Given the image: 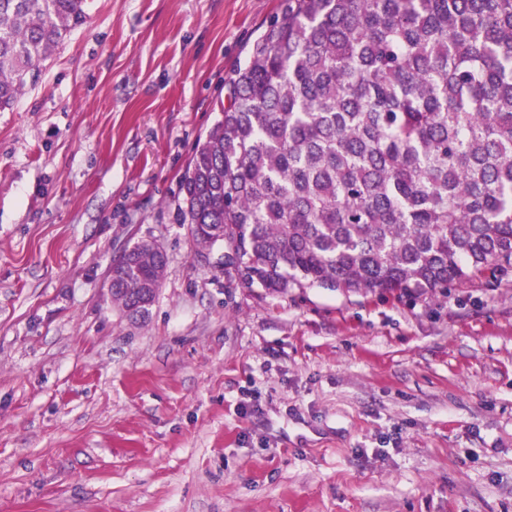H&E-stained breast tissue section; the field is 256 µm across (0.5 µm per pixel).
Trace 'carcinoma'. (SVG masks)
<instances>
[{"label": "carcinoma", "instance_id": "cac0c4a2", "mask_svg": "<svg viewBox=\"0 0 512 512\" xmlns=\"http://www.w3.org/2000/svg\"><path fill=\"white\" fill-rule=\"evenodd\" d=\"M86 0H0V112ZM198 252L242 286L410 296L512 268V0H285L179 183ZM167 256L112 276L145 323Z\"/></svg>", "mask_w": 512, "mask_h": 512}]
</instances>
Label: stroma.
<instances>
[{
    "label": "stroma",
    "instance_id": "35a3bbf8",
    "mask_svg": "<svg viewBox=\"0 0 512 512\" xmlns=\"http://www.w3.org/2000/svg\"><path fill=\"white\" fill-rule=\"evenodd\" d=\"M283 0H88L0 112V512H512V270L271 294L178 186ZM168 256L147 322L113 255Z\"/></svg>",
    "mask_w": 512,
    "mask_h": 512
}]
</instances>
